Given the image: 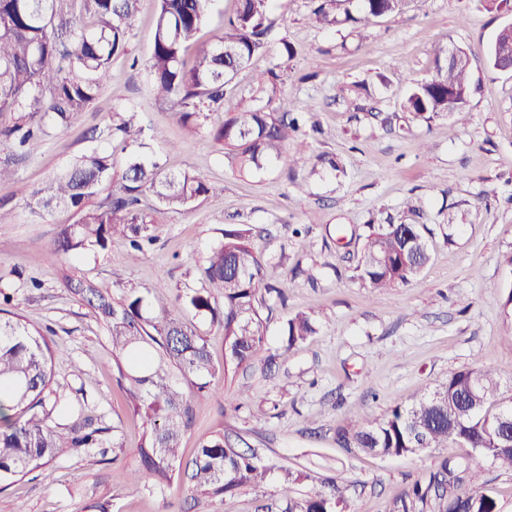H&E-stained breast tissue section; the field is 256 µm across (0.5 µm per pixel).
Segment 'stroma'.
Returning <instances> with one entry per match:
<instances>
[{
    "label": "stroma",
    "instance_id": "35a3bbf8",
    "mask_svg": "<svg viewBox=\"0 0 512 512\" xmlns=\"http://www.w3.org/2000/svg\"><path fill=\"white\" fill-rule=\"evenodd\" d=\"M317 0L272 8L266 52L254 56L226 95L225 113L254 95L253 77L282 64V96L307 113L314 132L305 146L288 143L266 169L240 174L208 127L183 123L149 90L145 67L154 38V9L145 0L128 51L112 62V79L64 129L47 127L40 149L0 182V289L10 314L46 331L56 357L51 424L89 417L109 426L103 452L64 448L34 473L0 484V512H286L321 481L352 486L350 512H391L414 481H427L443 458L466 457L512 512V473L454 445L419 455L383 458L342 448L337 428L365 409L380 416L411 402L418 390L472 366L512 371V332L500 305L512 291V72L489 63L498 30L512 12L485 0H407L397 14L364 31L351 24H315ZM458 46L472 63L467 113L431 122L404 120L387 132L377 113L401 112L410 90L435 74L434 52ZM137 112L146 129L163 133L147 157L167 170H193L221 185L218 196L171 209L150 196L141 206L154 221L153 243L133 253L115 241L67 257L51 251L60 225L76 215L38 217L31 188L97 147L112 112ZM426 225L431 260L408 287L370 292L356 277L367 225ZM355 237L336 240L337 226ZM251 232L260 256L278 262L276 289L259 306L265 343L251 364L225 369L224 329L183 311L205 339L218 371L206 396L193 402L185 459L217 435L269 466L266 480L220 495L192 491L187 477L144 493L126 474L138 465L146 429L129 402L105 324L71 295L65 268L103 280L114 298L136 288L169 300L202 284L210 251L224 229ZM316 280L308 282L305 270ZM308 313L316 332L289 345L288 318ZM303 471L293 499L278 492L287 471Z\"/></svg>",
    "mask_w": 512,
    "mask_h": 512
}]
</instances>
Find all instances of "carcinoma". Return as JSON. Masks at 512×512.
<instances>
[{"instance_id": "cac0c4a2", "label": "carcinoma", "mask_w": 512, "mask_h": 512, "mask_svg": "<svg viewBox=\"0 0 512 512\" xmlns=\"http://www.w3.org/2000/svg\"><path fill=\"white\" fill-rule=\"evenodd\" d=\"M144 0H0V112L17 114L0 135L14 138L22 153L40 147L45 127H66L86 110L112 77V59L126 53L133 22ZM155 32L147 68L151 88L179 119L203 126L219 112L224 96L237 88L236 78L254 54L267 48L265 36L271 4L288 0H238L224 33L211 45L197 48L191 63L186 50L197 40L213 0H153ZM406 0H320L316 22L334 26L344 20L365 27L376 18L403 10ZM344 19H338L339 14ZM447 50L435 53L437 75L414 87L404 111L426 122L449 113L463 114L473 91L468 55L445 66ZM280 74L269 69L255 78L268 92V102L250 103L212 126L214 140L229 149L237 170L251 174L279 158L300 118L270 110ZM145 128L128 109L113 112L107 137L125 145L144 146ZM112 152L94 148L59 170L29 193L32 209L56 207L75 211L78 220L63 224L53 242L57 254L107 246L128 240L135 251L153 239L152 224L140 208L151 195L171 208H186L216 192L204 175L192 170L165 171L147 157L131 156L121 173L122 192L94 204L103 185L112 181ZM251 230H224V242L206 258L201 287L173 301L148 300L135 288L116 301L111 286L85 276L66 274L68 291L88 305L107 326L112 352L131 360L126 378L135 409L146 419L136 448L138 467L131 483L151 492L182 469L180 438L192 423V407L174 382V370L201 379L217 374L207 343L196 327L177 314L195 315L224 325L227 363H251L264 342L259 312L261 288L273 289L278 266L254 252ZM431 259L429 242L419 224H370L356 267L357 278L372 291L414 283ZM316 332L306 313L288 319L291 346ZM55 359L48 337L21 320L0 319V481L26 475L43 466L61 448L89 451L102 444L105 426L89 419L64 427L47 424L46 398ZM341 447L382 457L413 456L418 448L450 444L480 448L491 464L512 471V378L481 367L455 371L420 390L411 403L382 416L360 410L337 431ZM267 469L218 435L205 442L192 460L188 478L193 489L218 495L248 483H260ZM349 484L341 476L321 482L315 493L288 512H348ZM394 512H501L495 492L472 471L465 457L446 458L428 482H415L395 503Z\"/></svg>"}]
</instances>
